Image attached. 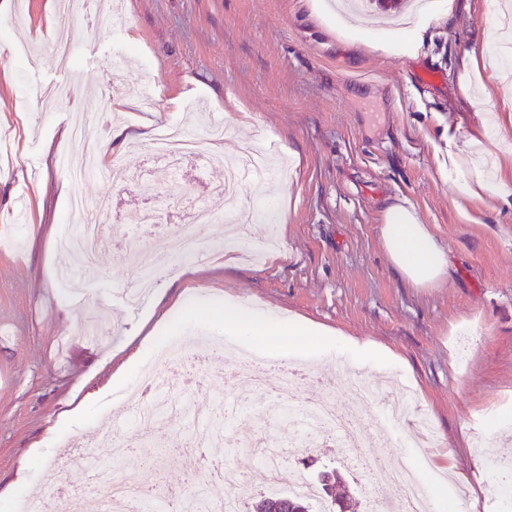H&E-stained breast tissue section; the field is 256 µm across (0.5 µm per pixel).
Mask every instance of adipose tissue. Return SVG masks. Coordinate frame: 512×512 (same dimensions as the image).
I'll return each mask as SVG.
<instances>
[{"mask_svg":"<svg viewBox=\"0 0 512 512\" xmlns=\"http://www.w3.org/2000/svg\"><path fill=\"white\" fill-rule=\"evenodd\" d=\"M381 238L391 263L412 287L434 288L447 278V252L405 203L395 201L385 207ZM210 317L212 321L223 322L225 333L239 337L253 348L284 357L302 351L329 352L339 347L366 364L394 358L386 348L342 336L331 328L301 319H270L231 302L225 303L223 311H211Z\"/></svg>","mask_w":512,"mask_h":512,"instance_id":"obj_1","label":"adipose tissue"}]
</instances>
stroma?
Masks as SVG:
<instances>
[{
    "mask_svg": "<svg viewBox=\"0 0 512 512\" xmlns=\"http://www.w3.org/2000/svg\"><path fill=\"white\" fill-rule=\"evenodd\" d=\"M25 23L0 22V485L15 484L0 512L39 494L58 512L62 489L76 486L62 461L88 447L105 426L127 445L110 466L116 480L174 501L209 485L214 469L186 445L187 421H166L152 451L130 420L136 387L153 372L173 402L207 408L237 381L227 369L199 365L174 372L161 361L176 341L206 350L234 338L194 310L231 300L273 317H302L383 346L404 367L378 364L341 373L336 360L303 356L296 403L344 398L354 381L387 375L410 389L432 423L428 448L412 447L410 424L389 426L371 397L356 443L293 447L297 420L268 419L264 403L223 405L222 458L262 493L255 443L278 446L310 480L338 470L356 503H395L398 490L344 468L357 452L365 465L408 463L430 492L455 501L462 475L478 474L483 497L460 512H512L497 461L512 460V206L485 192L463 196L456 172L442 169L451 148L470 142L486 180H512V90L496 54L464 69L476 45L496 47L494 0H454L450 15L401 14L422 37L382 54L371 50L366 21L333 11L328 0H90L89 20L71 26L69 61L47 54L56 0H12ZM127 25L114 31L113 10ZM134 60L111 85L116 54ZM97 110L98 133L118 158L82 182L64 160L75 157V104ZM174 123L189 134L223 133L219 148L179 169L158 163L152 138ZM131 138L113 143L112 129ZM257 142L275 143L280 171L248 179L238 203L258 212L256 237L273 234L272 256L237 247L225 266L223 199L212 186L226 160ZM109 196L100 223L111 243L97 265L63 263L61 237L78 231L70 202ZM402 200L429 226L451 261L445 282L410 286L382 245L386 205ZM215 223L200 237L201 258L144 283L131 253L157 258V238L172 235L195 208ZM154 209V227L130 223ZM140 361L121 380L129 352Z\"/></svg>",
    "mask_w": 512,
    "mask_h": 512,
    "instance_id": "35a3bbf8",
    "label": "stroma"
}]
</instances>
